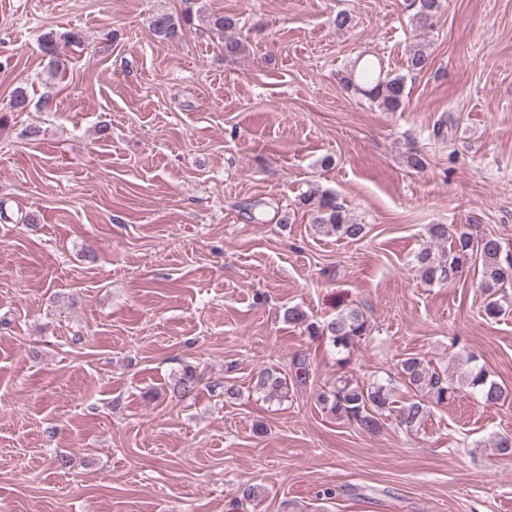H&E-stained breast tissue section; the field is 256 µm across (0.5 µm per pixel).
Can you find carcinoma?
<instances>
[{
  "mask_svg": "<svg viewBox=\"0 0 512 512\" xmlns=\"http://www.w3.org/2000/svg\"><path fill=\"white\" fill-rule=\"evenodd\" d=\"M412 6L415 7L414 20L422 28L431 25L441 8L440 0H412ZM184 22L185 19L169 13H158L150 18L149 27L160 40H177L183 34ZM83 42L84 36L79 30L59 36L49 32L41 38L42 50L49 57V64L55 67L60 66L62 48ZM430 64V54L421 44L410 50L406 58L410 73H421ZM343 83L346 89L368 98L387 112H397L404 105L406 78L385 76L380 62L365 60L358 71L343 77ZM301 203L310 213L312 224L331 228L338 238L359 241L365 237L366 226L353 221L332 193L311 190L304 193ZM502 252V242L497 237L476 228L457 233L446 250L435 252L429 246L422 248L415 254L414 262L422 280L429 285L460 278L472 270L479 273L480 288L487 294L484 313L489 318H497L504 311L501 299L497 298L498 289L512 283V259L502 257ZM284 319L303 327L310 337L328 340L342 354L338 359L342 367L349 364L352 349L372 333L369 319L356 308L318 324L309 321L300 309L289 307L284 311ZM397 370L399 383L415 395L412 401L399 408L395 407L392 381L362 383L348 375L340 376L332 385L320 390L317 401L331 415L367 432L378 431L383 418L394 410L400 425L407 431H414L421 427L431 409L448 404L454 396L455 384L413 355L402 358ZM198 381L195 368L188 365L174 379L170 392L173 397L183 399L195 390ZM463 382L487 405L497 404L512 393L507 386L492 379L483 366L467 370ZM254 387L269 398L288 394L286 377L274 366L258 372Z\"/></svg>",
  "mask_w": 512,
  "mask_h": 512,
  "instance_id": "obj_1",
  "label": "carcinoma"
}]
</instances>
